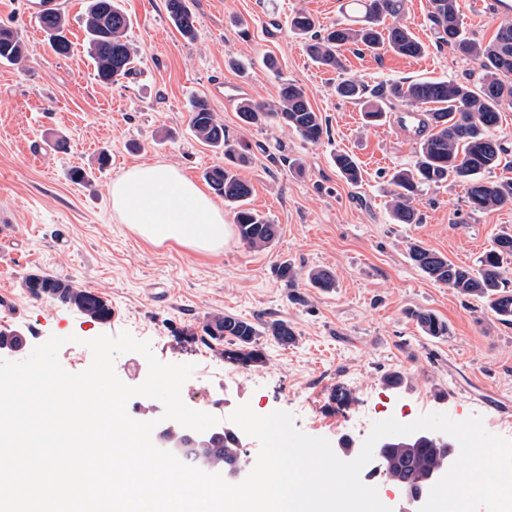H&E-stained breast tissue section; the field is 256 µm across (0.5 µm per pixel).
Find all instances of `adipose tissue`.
Masks as SVG:
<instances>
[{"label": "adipose tissue", "instance_id": "ef3b65f1", "mask_svg": "<svg viewBox=\"0 0 512 512\" xmlns=\"http://www.w3.org/2000/svg\"><path fill=\"white\" fill-rule=\"evenodd\" d=\"M112 212L144 241L200 254L221 252L231 228L223 208L178 168L141 162L113 180Z\"/></svg>", "mask_w": 512, "mask_h": 512}]
</instances>
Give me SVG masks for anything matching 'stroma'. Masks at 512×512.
Segmentation results:
<instances>
[{
	"label": "stroma",
	"mask_w": 512,
	"mask_h": 512,
	"mask_svg": "<svg viewBox=\"0 0 512 512\" xmlns=\"http://www.w3.org/2000/svg\"><path fill=\"white\" fill-rule=\"evenodd\" d=\"M344 2L189 0L197 28L190 40L165 0H117L132 20L135 68L105 85L84 45L85 0H67L66 56L48 49L25 0H0V26L30 46L21 62L0 61V326L20 330L31 348L76 335L58 354L71 373L92 361L85 340L130 332L150 341L161 362L195 364L182 393L190 408L222 419L244 403L260 415L285 410L298 430L336 449L356 417L408 424L431 412L456 421L481 416L488 432L512 440V325L484 301L433 282L409 258L420 244L477 266L497 235L512 233V204L470 210L465 184L451 181L423 189L417 223H394L389 181L413 165L421 142L398 121L405 105L366 124L361 103L337 95V73L316 64L288 27L299 10L325 26L347 22ZM459 2L469 36L488 42L504 14L491 12L488 0ZM428 11L429 0H406L402 18L425 44L423 55L348 50V73L372 88L403 79L478 82L476 62L438 45ZM220 79L265 103L276 100L281 83L300 86L326 134L310 143L273 120L241 124L238 101L211 91ZM201 99L230 139L247 147L249 162L238 173L254 189L250 206L279 226L268 249L249 248L234 234L216 255L156 246L112 214V182L132 164L160 160L199 184L223 164L191 131L192 105ZM103 150L112 162L102 169ZM340 152L358 159L359 184L338 174ZM77 167L87 182L71 181ZM283 261L301 272L328 270L336 286L324 292L302 279L288 288L274 274ZM34 272L74 280L104 302L108 318L32 297L21 279ZM414 310L447 322V337L426 336ZM213 312L288 321L298 341L283 347L260 338L264 363L234 367L223 346L202 338ZM393 371L404 376L402 387L384 384Z\"/></svg>",
	"instance_id": "stroma-1"
}]
</instances>
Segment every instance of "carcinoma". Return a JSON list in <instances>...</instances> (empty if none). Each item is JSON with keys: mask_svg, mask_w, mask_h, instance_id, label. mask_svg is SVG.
<instances>
[{"mask_svg": "<svg viewBox=\"0 0 512 512\" xmlns=\"http://www.w3.org/2000/svg\"><path fill=\"white\" fill-rule=\"evenodd\" d=\"M352 10L359 14L352 24L338 23L331 28H319L314 18L303 11L289 20L290 29L307 39L308 55L319 65L339 73L337 94L345 99L365 104L364 112L372 120L385 114L378 103L367 99L368 86L345 75L341 51L348 45L377 51L387 48L405 56L417 57L424 53L423 43L398 19L405 8V0H350ZM169 18L179 33L194 38L195 17L186 0H166ZM393 23L382 24L386 18ZM429 20L439 33V39L455 52L474 60L482 71L477 84L453 80L424 79L393 82L373 93L375 97H390L410 107L425 109L431 133L421 142L417 158L410 168L395 172L391 179L392 218L397 224L418 221L414 206L422 188L437 186L449 179L467 185V203L474 211L493 209L512 203V179L485 180L481 174L500 166H509L508 149L494 137L492 129L499 121L502 105L512 104V22L500 25L492 39L479 43L469 38L462 28L458 0H429ZM39 28L46 34L51 50L61 56L71 51V42L65 35L68 21L58 11H45L37 16ZM85 44L94 62L96 76L104 84H112L131 74L133 57L127 40L130 17L115 0H87L84 11ZM28 54V46L21 36L6 27L0 28V60L18 62ZM240 120L246 125H258L270 118L296 132L307 142L317 143L326 128L323 118L310 104L302 88L293 83L281 84L274 104L252 100L241 102ZM194 136L204 144L224 153L228 161L242 165L247 162L244 149L225 134L210 106L196 101L190 118ZM334 163L340 176L349 184L361 180L360 164L355 156L339 153ZM205 179L211 189L224 197V203L234 209L240 239L249 247L263 250L277 237L278 225L248 207L252 195L251 184L234 170L214 166L206 171ZM409 256L432 281L444 284L465 297H477L486 302L500 320L512 323V290L502 277L503 262L512 257V234H503L486 251L476 268L458 266L440 253L419 244L410 247ZM277 279L293 286L301 273L288 262L280 263ZM311 287L327 291L335 286L333 275L324 269H311L306 274ZM22 287L37 299L49 297L59 305H74L95 319L109 314L100 298L78 288L72 281L30 273L22 279ZM422 331L433 338L448 335V325L428 311L412 313ZM201 331L205 337L226 342L224 360L236 367L250 369L263 362V354L256 349L257 340L268 336L282 346L296 343L297 336L288 322L277 320L259 327L231 315L211 313L206 316ZM242 435L224 428L219 439L210 447L191 449V458L207 464L219 449L224 466L243 465ZM389 475L395 484H419L428 475L447 464L448 447L436 439L420 441L414 450L392 448L389 452Z\"/></svg>", "mask_w": 512, "mask_h": 512, "instance_id": "carcinoma-1", "label": "carcinoma"}]
</instances>
